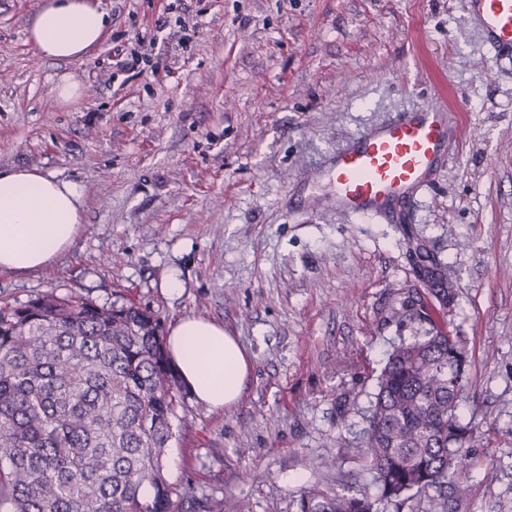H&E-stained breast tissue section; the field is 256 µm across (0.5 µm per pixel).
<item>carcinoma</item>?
<instances>
[{"instance_id":"carcinoma-1","label":"carcinoma","mask_w":512,"mask_h":512,"mask_svg":"<svg viewBox=\"0 0 512 512\" xmlns=\"http://www.w3.org/2000/svg\"><path fill=\"white\" fill-rule=\"evenodd\" d=\"M434 272L445 304L448 265ZM465 366L463 348L431 330L388 355L362 435L381 499L446 489V507L465 494L462 448L480 438L456 413ZM186 396L147 307L54 291L0 306V512H244L167 480ZM298 512H376V499L313 489Z\"/></svg>"}]
</instances>
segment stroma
Listing matches in <instances>:
<instances>
[{"instance_id":"1","label":"stroma","mask_w":512,"mask_h":512,"mask_svg":"<svg viewBox=\"0 0 512 512\" xmlns=\"http://www.w3.org/2000/svg\"><path fill=\"white\" fill-rule=\"evenodd\" d=\"M44 0H0V169L78 185L83 224L49 265L0 272V304L46 291L223 325L247 350L239 402L189 399L168 481L296 512L313 488L376 495L364 414L394 346L430 327L465 351L468 490L454 512H512V63L465 0H203L189 53L160 81L112 77L161 0H98L108 36L83 61L28 41ZM82 85L74 102L52 88ZM458 93L466 133L399 224L340 214L324 177L362 131ZM448 264L440 305L412 255ZM177 289H170V282ZM428 320L401 318L406 297Z\"/></svg>"}]
</instances>
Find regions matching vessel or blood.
<instances>
[{
	"mask_svg": "<svg viewBox=\"0 0 512 512\" xmlns=\"http://www.w3.org/2000/svg\"><path fill=\"white\" fill-rule=\"evenodd\" d=\"M497 55L512 58V0H467ZM456 96L441 89L432 102L368 129L337 152L329 172L336 210L341 214L393 216L398 204L431 183L451 138Z\"/></svg>",
	"mask_w": 512,
	"mask_h": 512,
	"instance_id": "b4317fda",
	"label": "vessel or blood"
}]
</instances>
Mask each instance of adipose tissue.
<instances>
[{"instance_id":"ef3b65f1","label":"adipose tissue","mask_w":512,"mask_h":512,"mask_svg":"<svg viewBox=\"0 0 512 512\" xmlns=\"http://www.w3.org/2000/svg\"><path fill=\"white\" fill-rule=\"evenodd\" d=\"M107 16L92 0H48L29 40L44 58L84 59L106 38ZM82 192L71 182L29 169L0 170V272L40 269L77 236ZM170 363L196 399L212 408L235 404L249 356L222 326L197 318L179 322L167 338Z\"/></svg>"}]
</instances>
